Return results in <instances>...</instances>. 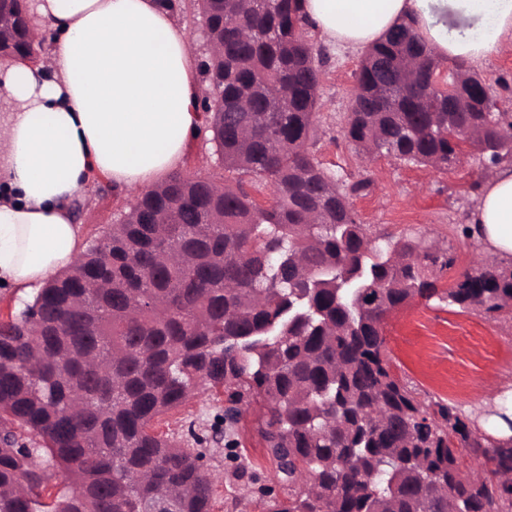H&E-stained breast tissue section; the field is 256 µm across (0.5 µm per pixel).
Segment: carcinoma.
Instances as JSON below:
<instances>
[{
  "mask_svg": "<svg viewBox=\"0 0 512 512\" xmlns=\"http://www.w3.org/2000/svg\"><path fill=\"white\" fill-rule=\"evenodd\" d=\"M220 51L207 130L230 177L172 175L143 193L72 266L0 322V512H211L219 476L155 421L208 385L224 421L262 401L258 433L288 487L266 512H512V446L473 431L444 401L418 400L390 370L383 321L420 297L496 319L512 311V261L482 255L453 286L454 258L423 240L373 245L345 188L309 151L325 46L300 0H201ZM27 0H0V55L30 49ZM344 138L379 156L449 170L448 133L483 134V159L512 139L490 85L449 70L408 25L366 52ZM258 175L270 204H258ZM491 476L466 470L461 450ZM61 479L45 495L53 478Z\"/></svg>",
  "mask_w": 512,
  "mask_h": 512,
  "instance_id": "obj_1",
  "label": "carcinoma"
}]
</instances>
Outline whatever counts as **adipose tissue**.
Wrapping results in <instances>:
<instances>
[{
	"instance_id": "obj_1",
	"label": "adipose tissue",
	"mask_w": 512,
	"mask_h": 512,
	"mask_svg": "<svg viewBox=\"0 0 512 512\" xmlns=\"http://www.w3.org/2000/svg\"><path fill=\"white\" fill-rule=\"evenodd\" d=\"M326 43L361 51L403 22L440 62L512 49V0H302ZM43 62L0 58V283L26 300L80 248L75 203L95 181L151 189L204 128L197 59L158 0H30ZM469 237L512 259V165L484 177Z\"/></svg>"
}]
</instances>
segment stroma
Instances as JSON below:
<instances>
[{
	"instance_id": "1",
	"label": "stroma",
	"mask_w": 512,
	"mask_h": 512,
	"mask_svg": "<svg viewBox=\"0 0 512 512\" xmlns=\"http://www.w3.org/2000/svg\"><path fill=\"white\" fill-rule=\"evenodd\" d=\"M329 55L310 151L324 168L335 173L338 183L363 176L371 179L369 192L354 197L352 204L378 243L411 235L448 251L455 263L442 276L438 288H450L484 252L479 242L462 232V217L475 202L471 186L485 175L478 154L467 151L448 171L385 156L364 165L343 136L361 57L334 49ZM135 197L132 191L115 193L102 182L88 190L79 218L83 245L102 237ZM383 334L393 374L421 401L442 399L456 404L476 428H485L492 410L512 390L510 315L491 320L477 311L416 298L388 314ZM263 412L259 403L243 406L238 447L210 441L204 445L206 464L221 475L214 489L212 512H264L257 493L261 486L284 494L276 467L258 434ZM223 426L224 393L205 386L183 406L161 417L155 429L180 441L188 428L210 437ZM241 469L246 470V477H238Z\"/></svg>"
}]
</instances>
